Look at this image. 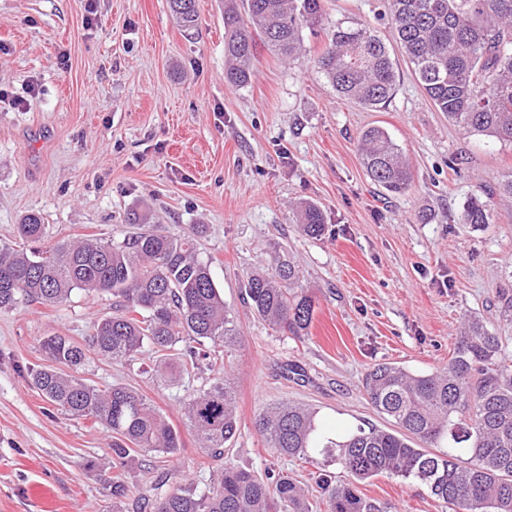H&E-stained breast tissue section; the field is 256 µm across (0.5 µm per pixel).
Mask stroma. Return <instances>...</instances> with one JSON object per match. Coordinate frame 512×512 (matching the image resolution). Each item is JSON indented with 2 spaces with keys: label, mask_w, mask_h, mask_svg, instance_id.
I'll list each match as a JSON object with an SVG mask.
<instances>
[{
  "label": "stroma",
  "mask_w": 512,
  "mask_h": 512,
  "mask_svg": "<svg viewBox=\"0 0 512 512\" xmlns=\"http://www.w3.org/2000/svg\"><path fill=\"white\" fill-rule=\"evenodd\" d=\"M198 8L199 28L187 34L168 0H0V247L14 244L31 212L56 240H122L133 208H150L165 232L204 225L199 256L240 330L224 354L240 419L228 458L308 486L310 465L264 448L254 429L263 408L302 403L332 435L385 427L363 389L375 364L446 366L468 314L512 346V210L496 208L489 224L461 221L479 184L512 171V146L465 134L437 112L388 38L383 0L326 6L329 23L388 39L397 87L376 110L338 99L318 73L320 31L306 33L298 62L262 49L250 84H226L224 0ZM372 125L411 165L404 193H387L364 171L358 138ZM302 201L322 210V237L301 231ZM277 252L293 255L316 299L300 339L244 301L247 274L267 270ZM111 310V298L76 290L60 304L0 312V512H112L109 433L53 410L27 378L43 362L44 337L84 341ZM81 376L133 387L181 434L175 457L139 455L130 482L149 485L174 467L181 483L205 489L218 463L184 410L200 380L169 382L147 351L124 367L91 359ZM360 491L387 512H449L415 480L377 476Z\"/></svg>",
  "instance_id": "stroma-1"
}]
</instances>
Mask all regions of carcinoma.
<instances>
[{"instance_id":"carcinoma-1","label":"carcinoma","mask_w":512,"mask_h":512,"mask_svg":"<svg viewBox=\"0 0 512 512\" xmlns=\"http://www.w3.org/2000/svg\"><path fill=\"white\" fill-rule=\"evenodd\" d=\"M326 2L245 0L240 10L236 0H224L225 83L249 84L259 42L290 63L303 56V30L323 26ZM169 7L181 27L197 29V0H169ZM385 8L393 38L448 122L512 145V0H385ZM315 66L340 99L364 108H381L394 94V63L369 26L338 22L327 29ZM360 150L371 180L392 193L409 188L410 164L383 128L366 129ZM482 193L467 202L461 223L490 224L495 207L512 206V172ZM298 208L303 233L322 236L321 209L312 202ZM127 221L137 231L118 242L96 235L54 241L41 216L29 213L16 225L19 245L0 248V311L20 302L59 304L75 290L115 299V311L94 321L85 343L48 336L39 345L47 365L29 369L32 385L54 409L112 432L118 471L107 487L112 512L139 491L125 476L138 455L175 453L180 432L133 388H100L80 372L94 357L130 364L146 347L173 382L209 367L213 377L188 395L185 413L203 452L224 460L201 492L177 484L176 472H163L149 489L154 512H311L309 490L288 474L262 480L224 459L239 429L232 382L222 374L224 348L237 342L238 330L210 264L196 251L203 226L163 234L137 210ZM244 288L263 321L296 337L307 334L316 300L301 287L291 257L276 254L270 270L247 276ZM363 385L397 430L360 427L329 436L314 411L292 402L266 408L255 420L272 454L315 468L326 512H386L358 489L384 474L422 483L451 512H512V354L478 317H465L445 367L415 373L380 363ZM441 443L439 452L429 451ZM333 465L352 482L334 484Z\"/></svg>"}]
</instances>
